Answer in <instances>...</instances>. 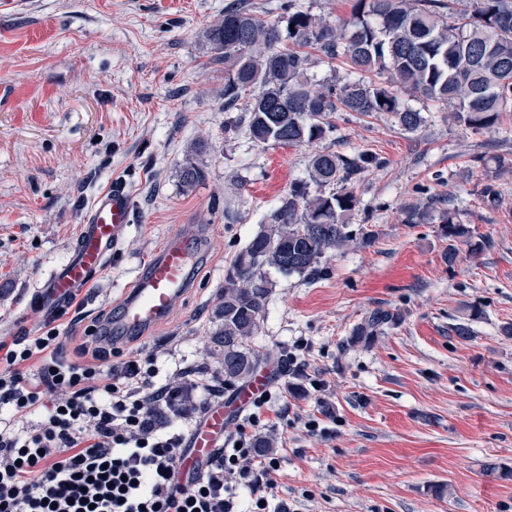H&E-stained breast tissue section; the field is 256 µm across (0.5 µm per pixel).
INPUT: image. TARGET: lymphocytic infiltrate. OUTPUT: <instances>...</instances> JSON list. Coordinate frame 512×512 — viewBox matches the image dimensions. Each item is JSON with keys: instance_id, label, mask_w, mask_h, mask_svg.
<instances>
[{"instance_id": "f902f5d3", "label": "lymphocytic infiltrate", "mask_w": 512, "mask_h": 512, "mask_svg": "<svg viewBox=\"0 0 512 512\" xmlns=\"http://www.w3.org/2000/svg\"><path fill=\"white\" fill-rule=\"evenodd\" d=\"M116 338L99 322L63 354L56 328L0 336V512H289L275 502L273 455L250 441L217 449L199 478L182 484L186 418L217 396L211 378L186 367L160 375L155 355L109 363Z\"/></svg>"}]
</instances>
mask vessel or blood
<instances>
[{
	"label": "vessel or blood",
	"mask_w": 512,
	"mask_h": 512,
	"mask_svg": "<svg viewBox=\"0 0 512 512\" xmlns=\"http://www.w3.org/2000/svg\"><path fill=\"white\" fill-rule=\"evenodd\" d=\"M129 217L130 198L124 188L116 187L101 193L86 215L67 260L55 267L41 283L37 297L39 304L53 311L59 310L92 275L102 272L126 232ZM196 262L194 232L168 240L124 297L118 310L121 328L146 332L155 327L188 288L189 271ZM269 386V375L257 372L230 402H218L206 409L187 435L180 452L183 476L200 475L204 463L223 447L232 413L244 411Z\"/></svg>",
	"instance_id": "obj_1"
}]
</instances>
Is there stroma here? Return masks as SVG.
Wrapping results in <instances>:
<instances>
[{"label": "stroma", "instance_id": "obj_1", "mask_svg": "<svg viewBox=\"0 0 512 512\" xmlns=\"http://www.w3.org/2000/svg\"><path fill=\"white\" fill-rule=\"evenodd\" d=\"M227 0H27L0 12V336L52 326L74 357L86 329L116 311L168 239L197 229L200 261L166 318L112 363L153 354L222 373L208 356L224 267L324 149L377 153L357 185L356 227L374 232L328 253L314 277L268 270L273 294L254 339L268 353L270 400L258 431L277 438V499L293 512H512V112L473 133L418 97L417 132L390 115H333L335 133L283 148L225 134L224 66L206 32ZM206 176L179 170L192 142ZM498 196L486 202L485 184ZM121 186L129 226L107 268L48 316L32 298L68 257L102 192ZM444 209L486 247L448 259ZM394 319L352 340L374 310ZM470 334L456 335L455 326ZM319 428L309 433L307 420ZM445 487L436 495V487Z\"/></svg>", "mask_w": 512, "mask_h": 512}]
</instances>
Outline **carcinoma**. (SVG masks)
I'll list each match as a JSON object with an SVG mask.
<instances>
[{"label": "carcinoma", "instance_id": "1", "mask_svg": "<svg viewBox=\"0 0 512 512\" xmlns=\"http://www.w3.org/2000/svg\"><path fill=\"white\" fill-rule=\"evenodd\" d=\"M216 59L224 61V106L241 115L224 132L245 129L257 145L299 147L336 130V112L388 113L409 132L424 123L421 111L402 102L411 93L442 104L448 119L474 133L494 128L512 112V0H354L349 22L336 28L288 0L283 21L266 22L245 0L224 7L207 32ZM311 47L329 61L345 57L360 77L318 85L307 78ZM384 102H379V99ZM201 142L179 170L191 188L205 178L193 161ZM378 154L323 150L308 164V179L291 183L249 242L224 270V290L213 310L216 329L210 354L224 366V390L252 379L264 355L252 346L272 294L267 270L315 276L330 251L349 246L350 219L359 207L355 184L383 167ZM448 240L470 243V230L447 211ZM394 315L378 310L355 330L356 339L380 333Z\"/></svg>", "mask_w": 512, "mask_h": 512}]
</instances>
